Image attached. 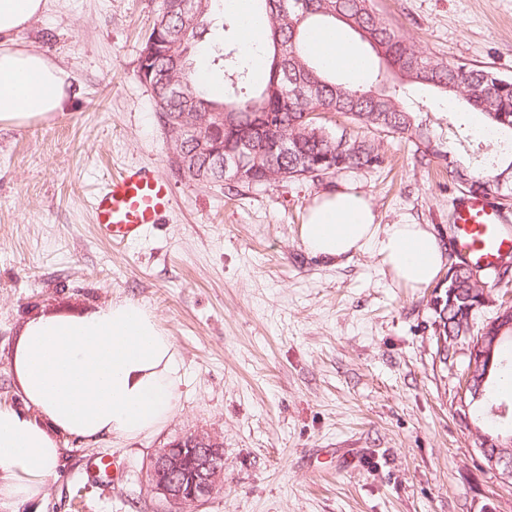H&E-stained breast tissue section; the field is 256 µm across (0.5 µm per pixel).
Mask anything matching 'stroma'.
<instances>
[{"mask_svg":"<svg viewBox=\"0 0 512 512\" xmlns=\"http://www.w3.org/2000/svg\"><path fill=\"white\" fill-rule=\"evenodd\" d=\"M427 55L512 78V0H374ZM156 0H48L16 35L66 69L72 94L46 121L0 127V406L21 403L11 358L25 322L130 299L173 338L184 371L157 432L93 445L62 439L42 498L0 512H174L150 492L159 448L197 430L224 444V489L184 512H512V485L478 465L457 413L464 353L444 363L431 287L397 285L374 250L335 263L299 228L324 191L353 184L381 225H425L447 248L459 190L444 163L369 133L376 169L238 186L190 178L138 77ZM172 187L162 224L117 245L90 200L125 165ZM330 448H357L336 467ZM109 458L120 478L82 479Z\"/></svg>","mask_w":512,"mask_h":512,"instance_id":"obj_1","label":"stroma"}]
</instances>
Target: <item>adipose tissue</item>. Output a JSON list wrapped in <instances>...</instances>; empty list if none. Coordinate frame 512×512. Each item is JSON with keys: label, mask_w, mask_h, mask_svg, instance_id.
Instances as JSON below:
<instances>
[{"label": "adipose tissue", "mask_w": 512, "mask_h": 512, "mask_svg": "<svg viewBox=\"0 0 512 512\" xmlns=\"http://www.w3.org/2000/svg\"><path fill=\"white\" fill-rule=\"evenodd\" d=\"M47 0H0V125L22 127L60 111L68 73L41 52L18 46L15 34L40 17ZM241 53L255 74L266 65L265 21L255 0H224ZM308 49L327 69L360 82L366 57L340 25L312 30ZM304 248L335 261L374 249L405 288L432 282L445 256L421 224L379 228L358 189L322 193L300 227ZM23 405L0 407V501L37 498L57 474L59 440L97 443L151 433L173 415L184 372L177 347L155 317L133 300L83 314L42 313L28 319L12 357Z\"/></svg>", "instance_id": "1"}]
</instances>
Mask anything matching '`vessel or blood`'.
Wrapping results in <instances>:
<instances>
[{"mask_svg": "<svg viewBox=\"0 0 512 512\" xmlns=\"http://www.w3.org/2000/svg\"><path fill=\"white\" fill-rule=\"evenodd\" d=\"M169 183L155 171L127 166L95 193L91 209L99 235L110 242L128 243L163 222L171 208ZM507 219L487 197L461 193L454 202L451 235L459 261L481 275L494 273L512 256Z\"/></svg>", "mask_w": 512, "mask_h": 512, "instance_id": "vessel-or-blood-1", "label": "vessel or blood"}]
</instances>
